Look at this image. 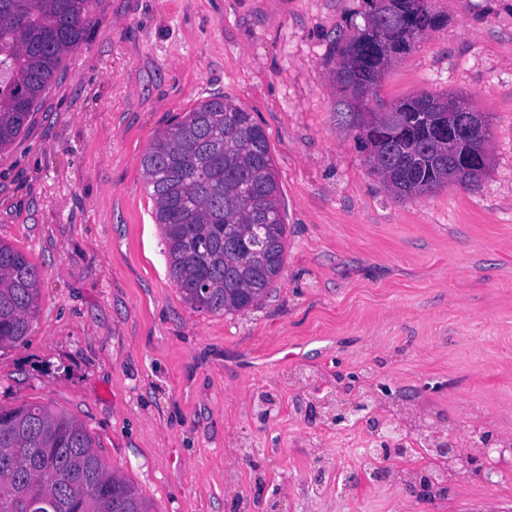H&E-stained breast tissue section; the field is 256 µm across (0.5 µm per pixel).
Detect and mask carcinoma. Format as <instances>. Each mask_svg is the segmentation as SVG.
Segmentation results:
<instances>
[{
  "label": "carcinoma",
  "instance_id": "carcinoma-1",
  "mask_svg": "<svg viewBox=\"0 0 512 512\" xmlns=\"http://www.w3.org/2000/svg\"><path fill=\"white\" fill-rule=\"evenodd\" d=\"M93 0H0V151L31 124L43 94L90 23ZM364 24L334 48L339 104L360 131L362 147L391 140L389 188L399 199L453 185L475 191L489 161L490 131L456 155L482 163L478 175L449 178L448 156L423 143L428 118L473 112L460 96L422 94L388 106L374 98L397 58L448 24L429 0H365ZM163 236L169 273L192 308L224 315L256 308L284 267L288 230L264 128L232 98L213 94L160 133L142 158ZM40 271L0 242V350L30 335ZM396 459L434 465L429 443L413 446L402 421H368ZM384 455V459L392 458ZM0 512H151L122 475L107 468L85 426L47 404L0 409Z\"/></svg>",
  "mask_w": 512,
  "mask_h": 512
}]
</instances>
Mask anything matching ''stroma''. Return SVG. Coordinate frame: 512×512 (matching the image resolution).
<instances>
[{"label": "stroma", "mask_w": 512, "mask_h": 512, "mask_svg": "<svg viewBox=\"0 0 512 512\" xmlns=\"http://www.w3.org/2000/svg\"><path fill=\"white\" fill-rule=\"evenodd\" d=\"M377 90L463 93L490 122L477 191L396 198L338 111L331 60L363 0H95L28 130L0 152V241L41 273L24 344L0 351V407L38 402L94 436L153 512H512V471L410 493L361 466L379 418L512 442V0H430ZM223 93L264 128L288 226L257 308L209 314L168 275L141 159ZM257 452H249V445ZM352 478L348 496L336 484Z\"/></svg>", "instance_id": "obj_1"}]
</instances>
